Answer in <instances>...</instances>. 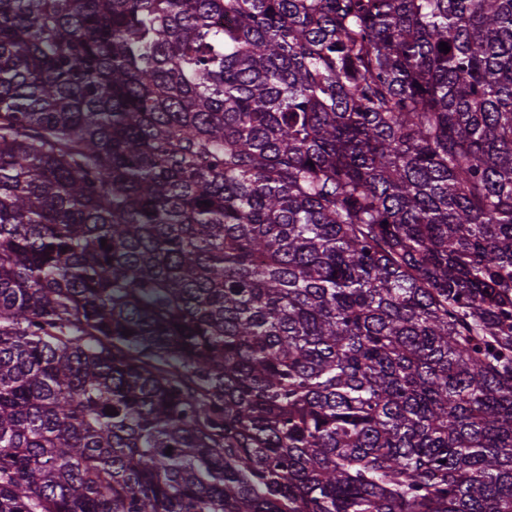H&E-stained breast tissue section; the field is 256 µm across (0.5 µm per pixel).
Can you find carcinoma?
<instances>
[{"label":"carcinoma","mask_w":512,"mask_h":512,"mask_svg":"<svg viewBox=\"0 0 512 512\" xmlns=\"http://www.w3.org/2000/svg\"><path fill=\"white\" fill-rule=\"evenodd\" d=\"M0 512H512V0H0Z\"/></svg>","instance_id":"cac0c4a2"}]
</instances>
